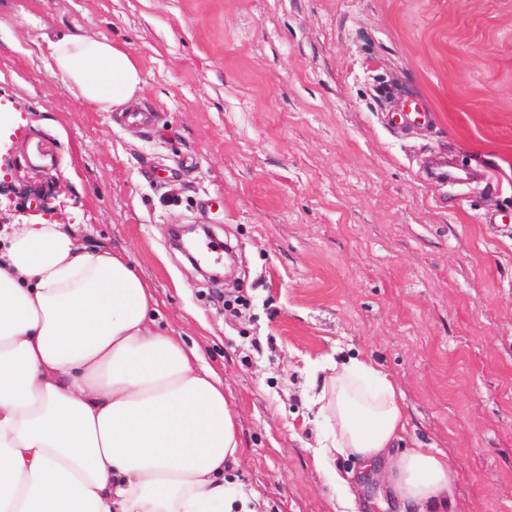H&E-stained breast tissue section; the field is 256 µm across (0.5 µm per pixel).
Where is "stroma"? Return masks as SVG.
<instances>
[{
  "label": "stroma",
  "mask_w": 512,
  "mask_h": 512,
  "mask_svg": "<svg viewBox=\"0 0 512 512\" xmlns=\"http://www.w3.org/2000/svg\"><path fill=\"white\" fill-rule=\"evenodd\" d=\"M0 19V229L70 224L130 257L222 379L230 474L262 512H342L307 403L338 354L399 384L403 446L446 455L451 512H512V0H0ZM61 31L132 48L156 122L77 101ZM436 155L487 177L440 185ZM176 224L207 225L234 276L199 272ZM334 466L356 512H400Z\"/></svg>",
  "instance_id": "1"
}]
</instances>
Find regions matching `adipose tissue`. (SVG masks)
Returning <instances> with one entry per match:
<instances>
[{
	"instance_id": "adipose-tissue-1",
	"label": "adipose tissue",
	"mask_w": 512,
	"mask_h": 512,
	"mask_svg": "<svg viewBox=\"0 0 512 512\" xmlns=\"http://www.w3.org/2000/svg\"><path fill=\"white\" fill-rule=\"evenodd\" d=\"M75 97L135 104L127 48L87 33L46 40ZM127 254L84 247L60 223L0 232V512H258L227 479L242 443L224 385L179 337ZM324 468L382 471L404 512H447L454 475L407 431L395 381L365 359L329 365L310 400Z\"/></svg>"
}]
</instances>
